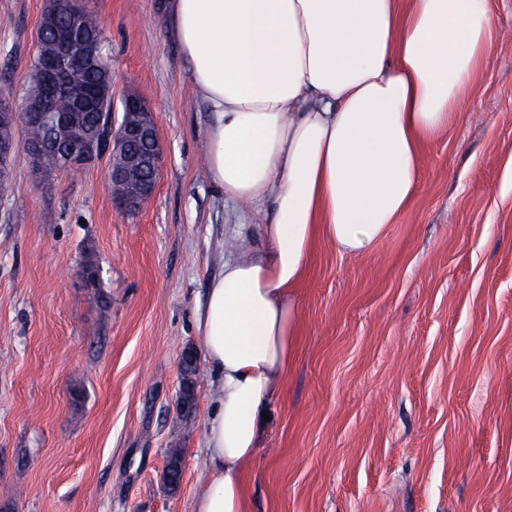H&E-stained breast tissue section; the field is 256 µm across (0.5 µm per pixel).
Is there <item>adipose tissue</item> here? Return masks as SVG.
<instances>
[{
	"label": "adipose tissue",
	"instance_id": "ef3b65f1",
	"mask_svg": "<svg viewBox=\"0 0 512 512\" xmlns=\"http://www.w3.org/2000/svg\"><path fill=\"white\" fill-rule=\"evenodd\" d=\"M167 22L213 113L212 180L240 216L269 208L263 246L225 260L198 316L213 410L193 512H246L316 243L361 255L409 210L498 30L490 0H170Z\"/></svg>",
	"mask_w": 512,
	"mask_h": 512
}]
</instances>
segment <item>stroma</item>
<instances>
[{
    "instance_id": "1",
    "label": "stroma",
    "mask_w": 512,
    "mask_h": 512,
    "mask_svg": "<svg viewBox=\"0 0 512 512\" xmlns=\"http://www.w3.org/2000/svg\"><path fill=\"white\" fill-rule=\"evenodd\" d=\"M164 2L86 0L113 102L134 93L157 116L154 195L124 214L108 157L45 177L22 148L0 191V512H192L209 472L212 376L201 366L183 412L181 356L201 347L210 280L268 215L239 225L209 175L210 109ZM45 5L0 0V87L18 95ZM493 11L489 64L425 146L410 210L363 256L315 247L247 512H512V0Z\"/></svg>"
}]
</instances>
